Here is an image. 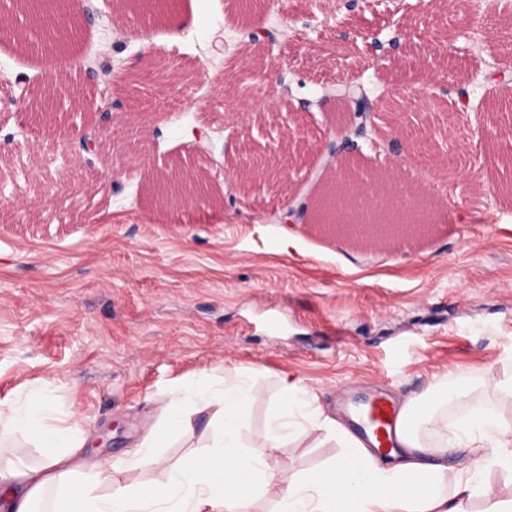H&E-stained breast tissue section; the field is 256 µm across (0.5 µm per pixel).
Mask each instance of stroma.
I'll return each mask as SVG.
<instances>
[{"mask_svg": "<svg viewBox=\"0 0 512 512\" xmlns=\"http://www.w3.org/2000/svg\"><path fill=\"white\" fill-rule=\"evenodd\" d=\"M434 2L425 15L419 0H362L353 13L336 0L280 9L257 0L276 37L259 40V54L288 66V89L265 112L243 98L227 105L218 79L243 64L244 22L255 17L230 0H175L165 14L92 0L95 20L71 46L88 69L0 38V130L14 136L0 146V400L41 388L53 423L81 413L84 454L116 464L111 481L144 486L163 473L137 465L140 443L178 384L255 381L265 398L246 413L251 442L285 375L333 418L342 393L355 405L380 390L400 401L448 374L467 383L491 368L511 372L512 115L497 139L482 130L512 55V17L491 7L498 25L468 48L448 0ZM398 25L406 49L380 57L367 33ZM156 55L171 63L170 87L127 86L105 72ZM355 75L371 96L408 87L427 108L457 114L435 146L457 172H430L421 185L438 208L425 231L352 243L277 219L285 193L299 210L318 194L306 171L340 120L319 100ZM50 76L79 103L58 101L44 126L14 100ZM101 127L109 134L97 154L64 151L75 130ZM196 128L205 133L197 151L188 146ZM243 149L296 158L287 190L260 177L241 187L229 160ZM351 157L358 176L420 185V160L396 142L387 112ZM179 165L206 177L210 200L155 208L149 183ZM286 233L296 239L289 252ZM339 451L333 439L297 440L271 464L289 482Z\"/></svg>", "mask_w": 512, "mask_h": 512, "instance_id": "1", "label": "stroma"}]
</instances>
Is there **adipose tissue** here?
Instances as JSON below:
<instances>
[{
  "label": "adipose tissue",
  "mask_w": 512,
  "mask_h": 512,
  "mask_svg": "<svg viewBox=\"0 0 512 512\" xmlns=\"http://www.w3.org/2000/svg\"><path fill=\"white\" fill-rule=\"evenodd\" d=\"M252 384L233 383L214 390L205 383L176 387L164 405V429L144 437L142 447H161L165 435L193 441L194 415L207 412L213 425V453L193 454L163 464L165 477L147 488L113 483L103 496L91 494L92 482L112 471L107 460L88 462L79 413L67 426L49 421L52 407L39 394L23 404L0 401V505L6 512H33L45 500L48 512H247L250 495L277 488L276 512H463L464 500L479 497L482 512H512V501L498 498L487 480L489 468L512 472V418L500 411L496 397H512V375L490 372L477 384L439 382L401 404L404 430L400 450L374 457L345 424L321 416L316 397L301 381L279 382L278 411L264 435L242 440L244 410L262 400ZM464 406L459 418L450 405ZM20 433L44 453L34 465L15 463L7 435ZM338 438L343 452L328 467L282 483L269 464L293 437ZM473 449L481 464L461 473L448 463L449 449Z\"/></svg>",
  "instance_id": "1"
}]
</instances>
